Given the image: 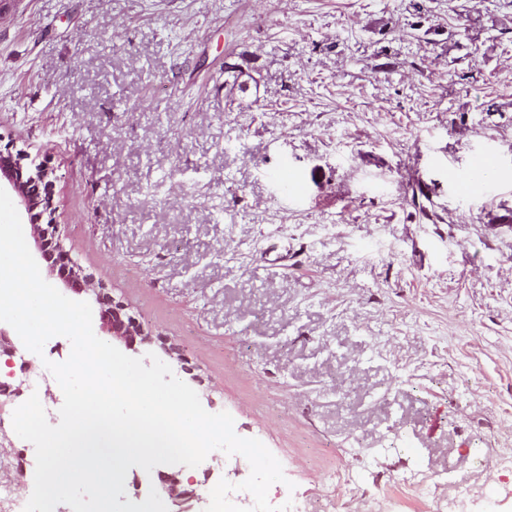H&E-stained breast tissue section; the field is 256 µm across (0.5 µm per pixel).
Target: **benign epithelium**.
Listing matches in <instances>:
<instances>
[{
  "label": "benign epithelium",
  "mask_w": 512,
  "mask_h": 512,
  "mask_svg": "<svg viewBox=\"0 0 512 512\" xmlns=\"http://www.w3.org/2000/svg\"><path fill=\"white\" fill-rule=\"evenodd\" d=\"M8 161L0 163V188L4 189L29 216L31 235L40 258L47 264L50 275L57 277L64 288L76 295L87 296L98 307L100 328L112 340L125 348H139L159 344L167 364L176 374L188 372L184 358L176 344L154 337L130 312L126 304L116 300L106 291L104 282L86 271L65 249L61 227L56 223L54 197L41 187L51 186L52 172L43 165L27 161L22 153H6ZM46 223H41V220ZM180 472L146 475L157 493L170 499L178 512H200L204 502L203 491L191 484L185 485Z\"/></svg>",
  "instance_id": "benign-epithelium-1"
}]
</instances>
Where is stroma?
Here are the masks:
<instances>
[{
	"instance_id": "35a3bbf8",
	"label": "stroma",
	"mask_w": 512,
	"mask_h": 512,
	"mask_svg": "<svg viewBox=\"0 0 512 512\" xmlns=\"http://www.w3.org/2000/svg\"><path fill=\"white\" fill-rule=\"evenodd\" d=\"M8 146L301 512H512V0H9Z\"/></svg>"
}]
</instances>
